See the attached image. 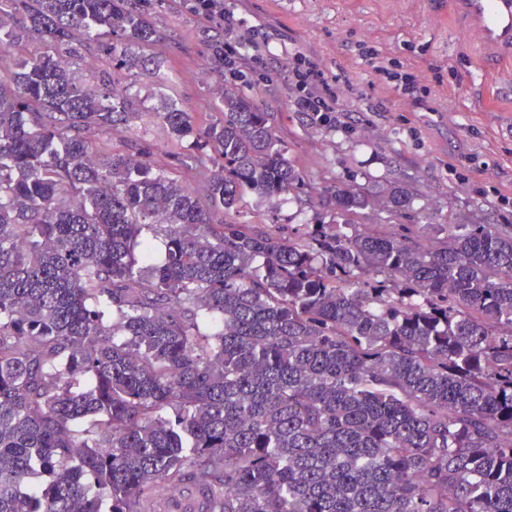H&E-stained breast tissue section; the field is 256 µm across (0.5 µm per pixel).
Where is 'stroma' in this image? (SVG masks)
<instances>
[{"label": "stroma", "mask_w": 512, "mask_h": 512, "mask_svg": "<svg viewBox=\"0 0 512 512\" xmlns=\"http://www.w3.org/2000/svg\"><path fill=\"white\" fill-rule=\"evenodd\" d=\"M228 7L247 26L275 42L314 58L327 75L348 79L344 94L348 129L316 127L297 112L287 80V57L237 83L238 92L265 111L284 113L277 134L318 188L347 181L371 191L406 185L414 196L409 213L383 208L369 212V231L393 232L399 224H512V207L482 196L478 186L512 196V67L488 65L486 79L469 80L475 64L456 53L458 35L431 0H230ZM164 41L155 51L189 112L210 111L216 78L206 67L214 31L186 8L164 0L152 15ZM376 47L381 61H400L431 88L430 110L415 107L381 83L351 51L352 43ZM122 141L149 149L156 163H172L180 148L152 115H142ZM485 162L469 182L449 180L448 166Z\"/></svg>", "instance_id": "35a3bbf8"}]
</instances>
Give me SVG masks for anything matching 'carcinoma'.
<instances>
[{"instance_id": "carcinoma-1", "label": "carcinoma", "mask_w": 512, "mask_h": 512, "mask_svg": "<svg viewBox=\"0 0 512 512\" xmlns=\"http://www.w3.org/2000/svg\"><path fill=\"white\" fill-rule=\"evenodd\" d=\"M163 3L0 0V512H512V224L358 232L412 194L338 183L270 232L313 187L224 86V0L186 4L219 118L178 106ZM144 78L170 170L112 145Z\"/></svg>"}]
</instances>
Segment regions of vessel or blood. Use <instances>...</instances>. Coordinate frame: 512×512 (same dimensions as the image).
<instances>
[{
	"instance_id": "vessel-or-blood-1",
	"label": "vessel or blood",
	"mask_w": 512,
	"mask_h": 512,
	"mask_svg": "<svg viewBox=\"0 0 512 512\" xmlns=\"http://www.w3.org/2000/svg\"><path fill=\"white\" fill-rule=\"evenodd\" d=\"M454 26L480 62L512 61V0H451Z\"/></svg>"
}]
</instances>
